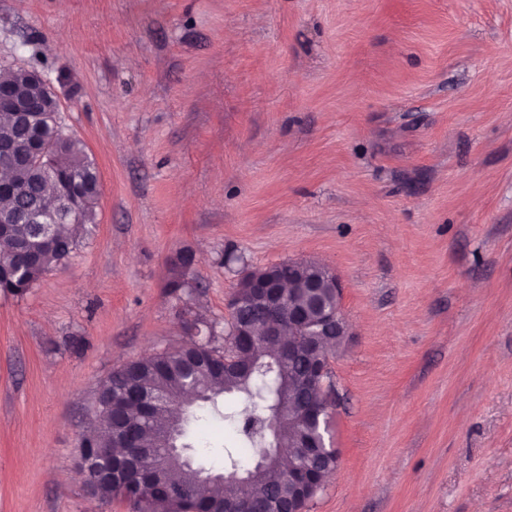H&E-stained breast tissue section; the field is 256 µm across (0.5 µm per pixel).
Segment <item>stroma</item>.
<instances>
[{
    "label": "stroma",
    "mask_w": 512,
    "mask_h": 512,
    "mask_svg": "<svg viewBox=\"0 0 512 512\" xmlns=\"http://www.w3.org/2000/svg\"><path fill=\"white\" fill-rule=\"evenodd\" d=\"M1 65L52 85L102 196L0 294V512H132L75 469L101 385L291 260L349 326L305 512H512V0H0ZM237 447L197 423V462ZM195 259V253L191 249H183L178 253L166 283V288H168L170 294L179 296L191 292L192 285L186 275L194 266ZM305 432L311 436L321 448V465L324 471H330L336 468V449L324 448L325 422L321 418L318 425H307Z\"/></svg>",
    "instance_id": "35a3bbf8"
}]
</instances>
